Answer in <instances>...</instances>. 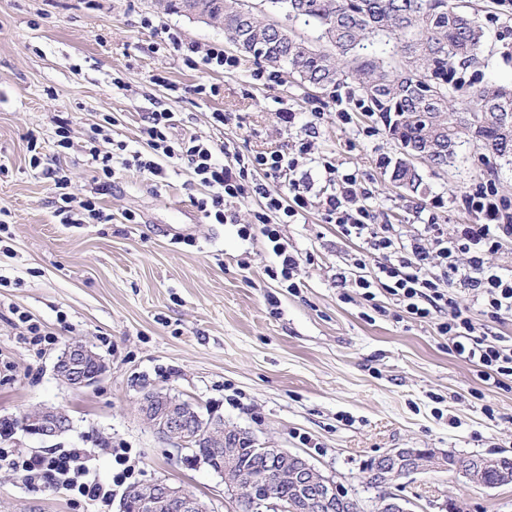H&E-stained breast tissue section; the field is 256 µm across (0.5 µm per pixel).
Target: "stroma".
<instances>
[{"label": "stroma", "mask_w": 512, "mask_h": 512, "mask_svg": "<svg viewBox=\"0 0 512 512\" xmlns=\"http://www.w3.org/2000/svg\"><path fill=\"white\" fill-rule=\"evenodd\" d=\"M485 31L482 64L471 79L512 85V19L497 0H465ZM184 42L223 45L222 31L160 11L156 0H0V419L38 409H65L72 429L54 439L13 430L0 448L47 455L62 448L95 449L101 483L117 466L111 451L130 449L136 483L162 480L190 491L211 512H234L223 480L207 466L178 455L175 441L155 433L140 411L145 392L161 391L214 413L229 429L248 432L255 447L285 448L308 457L360 512H377L383 491L370 487L364 468L394 448H431L466 458L512 454V378L481 380L476 364L448 348L434 322L393 320L334 280L359 250L312 210L282 225L302 258L301 285L291 291L266 270L277 258L263 239L242 240L260 202H232L237 224L209 223L197 207L206 187L185 167L167 164V179L116 166L100 204L107 224H65L52 202V184L30 165L32 151L62 167L69 190L83 196L94 174L83 144L104 117L128 151L146 152L145 113L176 114L171 136L234 142L241 151H294L316 123L315 155L342 171L358 172L381 222L410 234L423 214L456 228L476 223L465 196L491 179L512 203V164L474 142L463 143L452 166L416 164L419 190L396 185L397 142L369 113L337 122L335 98L349 86L316 90L280 73L265 84L253 74L261 60L238 57L230 72L163 42L165 28ZM166 85L154 84V77ZM120 87H113V80ZM210 86L207 95L194 86ZM290 109L283 123L280 109ZM226 114V123L214 113ZM67 122L72 149L56 145L57 122ZM373 135H366V128ZM138 216L129 223L128 213ZM185 224L186 238L168 233ZM53 332L35 346L19 320ZM73 342L90 345L106 366L93 386L76 389L54 366ZM393 494L412 512H445L448 499L466 512H512V484L477 487L455 473L423 472L400 481ZM116 488L100 506L63 486H26L0 468V512H119Z\"/></svg>", "instance_id": "35a3bbf8"}]
</instances>
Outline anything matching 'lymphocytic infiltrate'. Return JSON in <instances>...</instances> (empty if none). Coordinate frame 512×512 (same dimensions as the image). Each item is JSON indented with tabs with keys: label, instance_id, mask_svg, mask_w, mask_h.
Here are the masks:
<instances>
[{
	"label": "lymphocytic infiltrate",
	"instance_id": "1",
	"mask_svg": "<svg viewBox=\"0 0 512 512\" xmlns=\"http://www.w3.org/2000/svg\"><path fill=\"white\" fill-rule=\"evenodd\" d=\"M174 122L173 112L167 110L146 114L140 129L148 147L144 154L125 156L126 146L121 142L106 151L89 145L98 175L83 199L69 193L68 178L61 169H46V176L54 182L57 212L63 223L110 222L98 196L111 186L114 161L161 182L167 178L163 160L186 164L193 178L208 189L198 202L205 218L215 224H237L241 239L259 234L271 244L279 262L268 268L270 279L297 289L300 257L290 250L280 227L295 223L302 212L318 210L326 223L360 243L358 254L335 274L341 284L355 288L368 302L375 300L376 288H383L397 307L393 319L405 314L418 321H434L452 352L477 364L485 379L512 377V344L496 332L480 329L467 310L448 297L449 285L456 283L481 300L490 318L512 314V277L500 275L487 261L488 255L512 243V208L499 198L493 181L478 182L467 196L477 223L450 230L431 218L404 236L394 225L378 223L373 208L362 204L357 172H339L328 157H319L316 163L329 188L312 193L309 183L298 174L300 160L311 153L308 139H301L292 155L279 150L246 155L229 141L217 144L193 136L172 140L169 130ZM218 152L224 154L225 164L215 161ZM252 195L259 197L260 209L252 223L238 224L229 202ZM92 460L87 448H65L49 456L19 455L0 448V467L12 470L25 484L57 481L82 497L110 502L111 490L92 476Z\"/></svg>",
	"mask_w": 512,
	"mask_h": 512
}]
</instances>
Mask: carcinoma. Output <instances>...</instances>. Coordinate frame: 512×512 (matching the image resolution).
<instances>
[{
  "mask_svg": "<svg viewBox=\"0 0 512 512\" xmlns=\"http://www.w3.org/2000/svg\"><path fill=\"white\" fill-rule=\"evenodd\" d=\"M268 9L249 8L245 0H202L210 18L222 22L230 40L246 37L253 57L286 68L303 85L325 90L353 82L367 111L377 116L404 158L391 178L418 190L416 168L406 158L413 150L428 154L439 170L456 157L460 138L479 143L494 158L512 161V88L485 83L465 91L456 106L451 76L478 63L484 34L475 21L449 0H265ZM278 13L320 30L325 47L317 48L287 26L269 19ZM193 458L230 481L259 477L265 469L262 449L247 434L230 429L218 441L204 433ZM443 470L460 472L470 483L497 487L512 483V456L474 463L445 454ZM273 499L297 507L298 485L291 474L267 479ZM225 493L235 512H260V504Z\"/></svg>",
  "mask_w": 512,
  "mask_h": 512,
  "instance_id": "carcinoma-1",
  "label": "carcinoma"
}]
</instances>
